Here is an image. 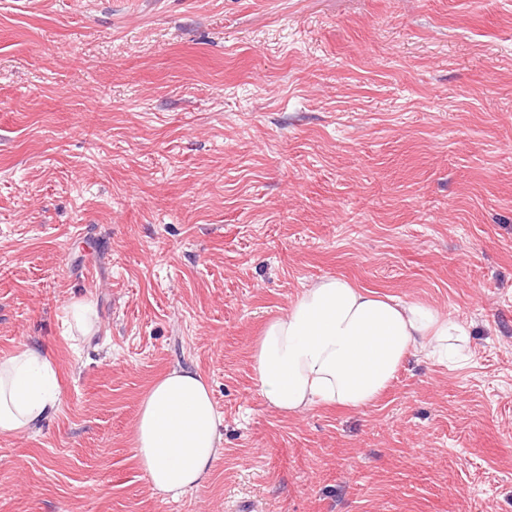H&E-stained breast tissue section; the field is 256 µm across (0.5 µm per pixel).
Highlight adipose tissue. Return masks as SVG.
Segmentation results:
<instances>
[{
    "label": "adipose tissue",
    "mask_w": 512,
    "mask_h": 512,
    "mask_svg": "<svg viewBox=\"0 0 512 512\" xmlns=\"http://www.w3.org/2000/svg\"><path fill=\"white\" fill-rule=\"evenodd\" d=\"M469 325L421 302H400L338 276L318 279L272 318L252 352L254 379L274 410L372 405L413 352L439 364L470 345ZM45 350L23 344L0 358V433L43 428L60 407ZM224 419L196 371L173 366L144 394L133 446L153 492L178 498L202 484L223 452Z\"/></svg>",
    "instance_id": "adipose-tissue-1"
}]
</instances>
